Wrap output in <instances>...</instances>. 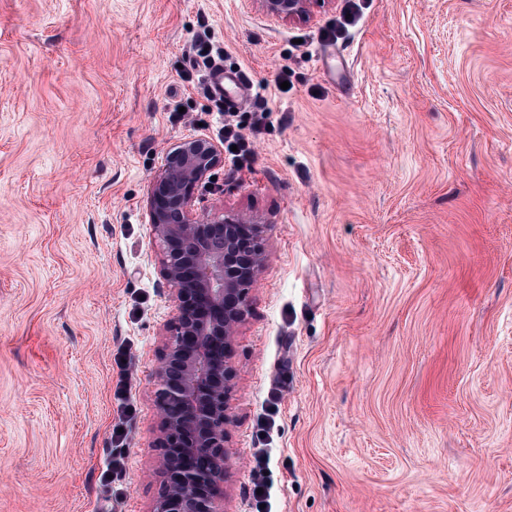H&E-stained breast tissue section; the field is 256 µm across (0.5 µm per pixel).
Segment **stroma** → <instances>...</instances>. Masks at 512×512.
Masks as SVG:
<instances>
[{"label":"stroma","mask_w":512,"mask_h":512,"mask_svg":"<svg viewBox=\"0 0 512 512\" xmlns=\"http://www.w3.org/2000/svg\"><path fill=\"white\" fill-rule=\"evenodd\" d=\"M356 2L328 40L343 0L290 22L257 0H0V512L160 492L174 303L147 199L173 143L216 136L204 33L267 101L242 167L195 191L269 223L225 512H512V0Z\"/></svg>","instance_id":"obj_1"}]
</instances>
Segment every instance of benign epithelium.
Returning a JSON list of instances; mask_svg holds the SVG:
<instances>
[{
	"label": "benign epithelium",
	"mask_w": 512,
	"mask_h": 512,
	"mask_svg": "<svg viewBox=\"0 0 512 512\" xmlns=\"http://www.w3.org/2000/svg\"><path fill=\"white\" fill-rule=\"evenodd\" d=\"M258 2L282 21L311 15L312 0ZM223 162L222 149L206 137L178 141L150 185L149 224L176 306L151 391L163 481L150 512H224L233 337L266 255L259 219L193 208L195 189Z\"/></svg>",
	"instance_id": "1"
}]
</instances>
